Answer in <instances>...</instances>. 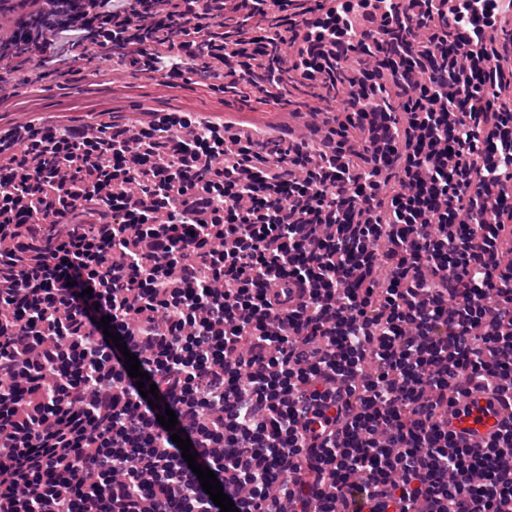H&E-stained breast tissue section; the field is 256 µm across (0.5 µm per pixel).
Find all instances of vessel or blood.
Masks as SVG:
<instances>
[{
	"instance_id": "obj_1",
	"label": "vessel or blood",
	"mask_w": 512,
	"mask_h": 512,
	"mask_svg": "<svg viewBox=\"0 0 512 512\" xmlns=\"http://www.w3.org/2000/svg\"><path fill=\"white\" fill-rule=\"evenodd\" d=\"M512 417V406L497 397L480 394L459 401L448 413V429L466 444H483L501 422Z\"/></svg>"
}]
</instances>
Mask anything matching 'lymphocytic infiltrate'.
I'll list each match as a JSON object with an SVG mask.
<instances>
[{
    "label": "lymphocytic infiltrate",
    "instance_id": "obj_1",
    "mask_svg": "<svg viewBox=\"0 0 512 512\" xmlns=\"http://www.w3.org/2000/svg\"><path fill=\"white\" fill-rule=\"evenodd\" d=\"M12 1L1 95L106 49L304 130L0 136V512H220L176 434L239 512H512V420L448 429L512 399V0ZM512 416V407L488 394L474 395L459 401L448 412V429L466 444L482 445L501 422Z\"/></svg>",
    "mask_w": 512,
    "mask_h": 512
}]
</instances>
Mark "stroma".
Returning a JSON list of instances; mask_svg holds the SVG:
<instances>
[{"label": "stroma", "instance_id": "35a3bbf8", "mask_svg": "<svg viewBox=\"0 0 512 512\" xmlns=\"http://www.w3.org/2000/svg\"><path fill=\"white\" fill-rule=\"evenodd\" d=\"M27 75L15 99L0 104L1 131L13 128L26 110L72 125L146 120L154 112H192L217 122L240 120L265 130L282 129L288 122L273 102L256 100L244 109L232 94L200 83L195 76L166 81L132 74L112 60L102 69L91 67L66 77L36 68L29 69Z\"/></svg>", "mask_w": 512, "mask_h": 512}]
</instances>
